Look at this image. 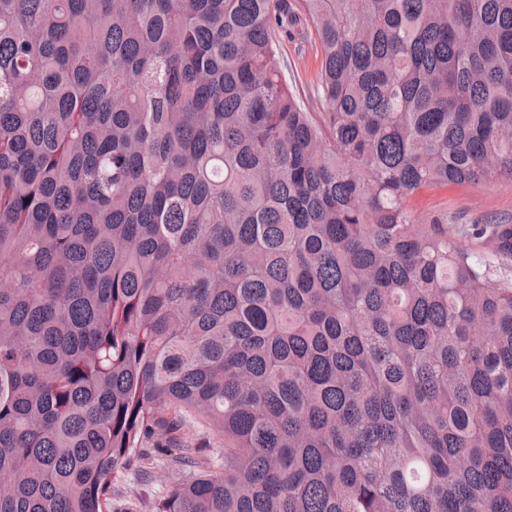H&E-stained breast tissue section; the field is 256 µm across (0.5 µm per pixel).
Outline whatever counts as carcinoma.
<instances>
[{
    "mask_svg": "<svg viewBox=\"0 0 512 512\" xmlns=\"http://www.w3.org/2000/svg\"><path fill=\"white\" fill-rule=\"evenodd\" d=\"M499 180L512 0H0V512H512V272L410 205ZM283 72L296 98L308 112H322L318 73L320 52L313 28L295 26L292 34H278ZM182 436L193 446L206 448H223V441L212 435L205 425L192 417H187L181 430ZM137 466L117 473L112 485L114 491L110 512L129 511L134 506L140 512H146L148 506L170 485L187 478L193 472L187 469H169L158 472L154 481L144 482L135 476Z\"/></svg>",
    "mask_w": 512,
    "mask_h": 512,
    "instance_id": "obj_1",
    "label": "carcinoma"
}]
</instances>
